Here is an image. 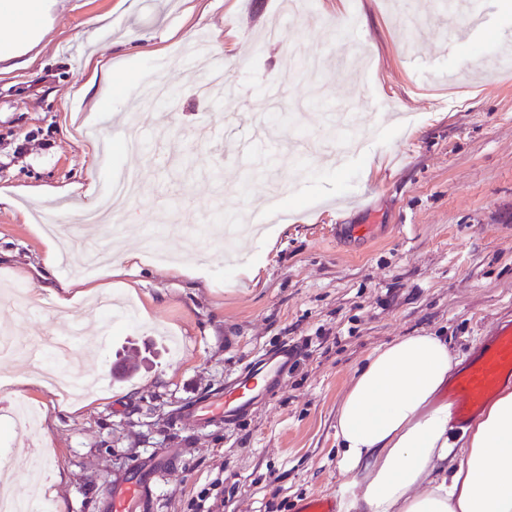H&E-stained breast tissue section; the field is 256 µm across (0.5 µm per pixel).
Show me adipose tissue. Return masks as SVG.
Returning a JSON list of instances; mask_svg holds the SVG:
<instances>
[{
  "instance_id": "adipose-tissue-1",
  "label": "adipose tissue",
  "mask_w": 512,
  "mask_h": 512,
  "mask_svg": "<svg viewBox=\"0 0 512 512\" xmlns=\"http://www.w3.org/2000/svg\"><path fill=\"white\" fill-rule=\"evenodd\" d=\"M60 0H0V76L32 68ZM453 357L435 336L376 349L336 413L343 512H512V389L452 435L438 396Z\"/></svg>"
}]
</instances>
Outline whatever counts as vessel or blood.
Returning a JSON list of instances; mask_svg holds the SVG:
<instances>
[{"label":"vessel or blood","instance_id":"vessel-or-blood-1","mask_svg":"<svg viewBox=\"0 0 512 512\" xmlns=\"http://www.w3.org/2000/svg\"><path fill=\"white\" fill-rule=\"evenodd\" d=\"M296 358V348L288 344L263 354L225 384L223 393L196 403L189 411L190 416L197 423L221 420L233 424L276 388ZM508 382H512V319L499 323L493 336L479 343L464 365L453 373L447 390L453 421L466 424ZM164 466L160 458L148 464L135 463L129 481L112 498V512H133ZM297 512H339L337 497L330 492L306 497L298 504Z\"/></svg>","mask_w":512,"mask_h":512}]
</instances>
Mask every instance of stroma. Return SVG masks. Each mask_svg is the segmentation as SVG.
Returning a JSON list of instances; mask_svg holds the SVG:
<instances>
[{"label":"stroma","mask_w":512,"mask_h":512,"mask_svg":"<svg viewBox=\"0 0 512 512\" xmlns=\"http://www.w3.org/2000/svg\"><path fill=\"white\" fill-rule=\"evenodd\" d=\"M63 2L39 66L0 79V194L90 179L104 191L112 177L144 171L112 238L113 251L141 255L112 280L113 298L132 302L138 317L43 308L53 284L73 275L62 264L42 279L35 228L67 214V201L23 197L19 208L0 207V288L24 285L29 314L18 319L0 302V327L29 346L81 319L90 334L63 364L71 377L132 348L152 360L127 381L103 382L80 410L75 397L30 385L31 433L0 414L6 476L23 483L30 444L45 460L43 496L63 500L66 512H109L134 461L159 456L171 462L140 512H295L307 496L338 492L336 410L366 358L426 334L447 340L460 363L512 317V69L491 63L512 58V18L486 0L488 28L457 44L460 18L443 0H352L356 30L339 40L329 23L343 0H317L311 17L288 0ZM105 13L112 27L97 29ZM76 31L83 40H72ZM186 34L207 37L213 63L243 60L230 85L239 110L197 96L199 61ZM107 44L113 65L132 66L135 78L103 114L72 93ZM474 54L479 66H463ZM158 78L180 102L166 117L139 103V87ZM352 100L357 150L338 163L330 128ZM395 101L405 116L390 112ZM261 115L273 120L265 137L279 161L257 153L241 167L230 144ZM119 124L163 133L162 155L115 151L86 169L84 150L106 145ZM27 134L36 144L18 152ZM274 183L289 210L273 242L236 241L262 255L256 277L226 262L222 242L201 257L188 250L183 228L227 209L257 220ZM340 224L365 234L340 241ZM173 264L194 276L171 274ZM285 342L298 357L271 400L227 428L189 420L195 402Z\"/></svg>","instance_id":"obj_1"}]
</instances>
